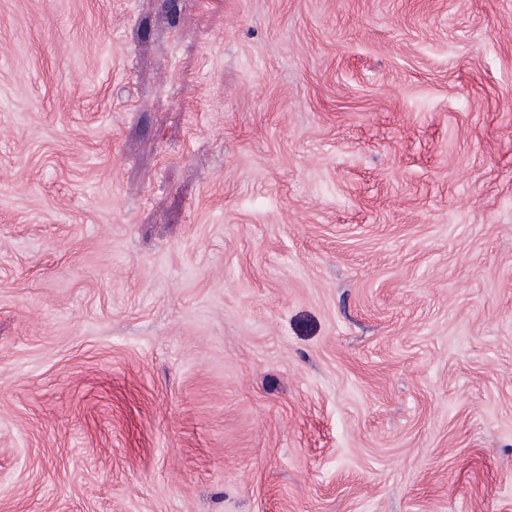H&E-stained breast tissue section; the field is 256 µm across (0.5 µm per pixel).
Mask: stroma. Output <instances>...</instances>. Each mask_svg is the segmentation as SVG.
I'll use <instances>...</instances> for the list:
<instances>
[{"mask_svg": "<svg viewBox=\"0 0 512 512\" xmlns=\"http://www.w3.org/2000/svg\"><path fill=\"white\" fill-rule=\"evenodd\" d=\"M0 512H512V0H0Z\"/></svg>", "mask_w": 512, "mask_h": 512, "instance_id": "stroma-1", "label": "stroma"}]
</instances>
